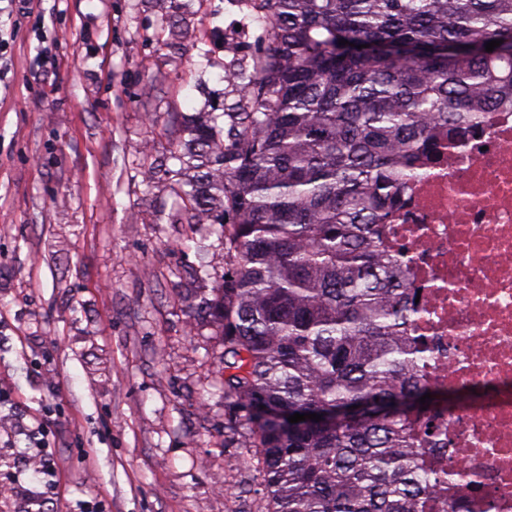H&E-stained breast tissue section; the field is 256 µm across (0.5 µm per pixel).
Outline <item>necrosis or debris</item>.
<instances>
[{"label":"necrosis or debris","mask_w":512,"mask_h":512,"mask_svg":"<svg viewBox=\"0 0 512 512\" xmlns=\"http://www.w3.org/2000/svg\"><path fill=\"white\" fill-rule=\"evenodd\" d=\"M385 244L420 294V380L484 393L417 425L419 463L435 476L417 512H512L511 111L486 113L474 138L407 183ZM465 482L476 497H462Z\"/></svg>","instance_id":"necrosis-or-debris-1"}]
</instances>
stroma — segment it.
I'll list each match as a JSON object with an SVG mask.
<instances>
[{
    "instance_id": "stroma-1",
    "label": "stroma",
    "mask_w": 512,
    "mask_h": 512,
    "mask_svg": "<svg viewBox=\"0 0 512 512\" xmlns=\"http://www.w3.org/2000/svg\"><path fill=\"white\" fill-rule=\"evenodd\" d=\"M179 2L0 0V512H267L204 308L232 259L170 176L184 119L238 105L265 23Z\"/></svg>"
}]
</instances>
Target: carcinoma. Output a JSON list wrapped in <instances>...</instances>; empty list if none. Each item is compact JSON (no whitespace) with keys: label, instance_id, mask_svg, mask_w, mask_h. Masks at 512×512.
I'll use <instances>...</instances> for the list:
<instances>
[{"label":"carcinoma","instance_id":"obj_1","mask_svg":"<svg viewBox=\"0 0 512 512\" xmlns=\"http://www.w3.org/2000/svg\"><path fill=\"white\" fill-rule=\"evenodd\" d=\"M249 4L267 46L227 75L239 111L190 119L172 172L234 253L204 302L224 396L261 449L268 512H416L430 478L409 431L443 407L416 376L415 301L381 225L424 162L512 106V0Z\"/></svg>","mask_w":512,"mask_h":512}]
</instances>
